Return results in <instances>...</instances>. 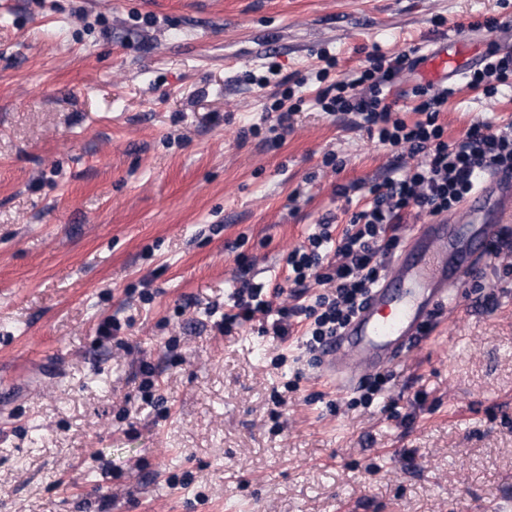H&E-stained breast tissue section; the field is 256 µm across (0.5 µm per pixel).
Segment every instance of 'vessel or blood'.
<instances>
[{"label":"vessel or blood","mask_w":512,"mask_h":512,"mask_svg":"<svg viewBox=\"0 0 512 512\" xmlns=\"http://www.w3.org/2000/svg\"><path fill=\"white\" fill-rule=\"evenodd\" d=\"M470 58L469 49L447 40L426 55L423 75L433 84L447 81ZM510 222L512 173L500 172L481 179L455 220L436 217L414 226L356 317L326 344L325 379L345 388L359 368L397 361L430 311L444 303L456 304L460 288L475 268L464 225L480 226V256L485 259L497 233Z\"/></svg>","instance_id":"obj_1"}]
</instances>
